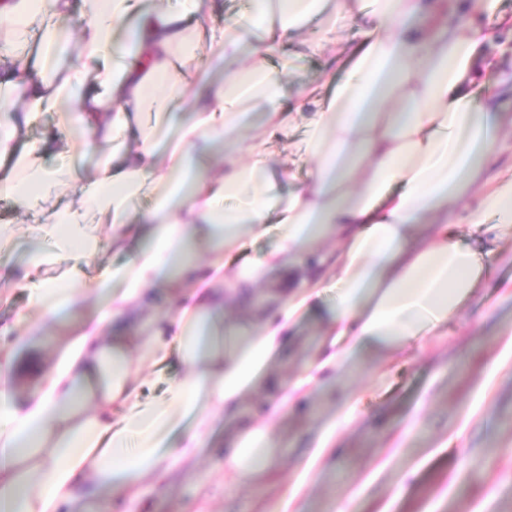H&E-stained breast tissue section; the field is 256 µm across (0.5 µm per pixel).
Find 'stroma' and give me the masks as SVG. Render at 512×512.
Returning a JSON list of instances; mask_svg holds the SVG:
<instances>
[{
	"label": "stroma",
	"mask_w": 512,
	"mask_h": 512,
	"mask_svg": "<svg viewBox=\"0 0 512 512\" xmlns=\"http://www.w3.org/2000/svg\"><path fill=\"white\" fill-rule=\"evenodd\" d=\"M500 39L486 50L479 81L512 74V0H497ZM502 287L475 294L440 336L404 358L352 361L343 385L271 413L276 390L251 391L237 417L220 419L193 467L148 476L140 495L112 512H512V263L497 266ZM319 322L307 318L273 372L289 384L313 357ZM350 415L332 448L314 456L313 429ZM269 415L281 441L270 469L236 482L224 473L226 443L239 421ZM489 459L484 483L467 476L470 458ZM404 492H397V485Z\"/></svg>",
	"instance_id": "35a3bbf8"
}]
</instances>
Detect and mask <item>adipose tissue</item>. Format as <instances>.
<instances>
[{
	"label": "adipose tissue",
	"instance_id": "1",
	"mask_svg": "<svg viewBox=\"0 0 512 512\" xmlns=\"http://www.w3.org/2000/svg\"><path fill=\"white\" fill-rule=\"evenodd\" d=\"M179 2L0 0V253L14 225L35 241L5 272L33 340L0 352V512H109L107 496L194 460L326 293L327 339L289 399L358 356L406 354L486 287L512 232V168L492 167L512 114L475 89L495 30L458 0H248L221 25L222 0ZM345 15L363 39L340 79ZM315 24L298 56L324 57V97L289 91L280 52ZM299 127L303 185L272 149ZM476 187L470 244L449 205ZM109 251L127 262L100 267ZM274 274L273 311L226 318ZM90 298L42 362L40 336ZM172 358L182 376L144 398L143 364ZM276 446L269 422L236 430L229 463L255 477Z\"/></svg>",
	"mask_w": 512,
	"mask_h": 512
}]
</instances>
